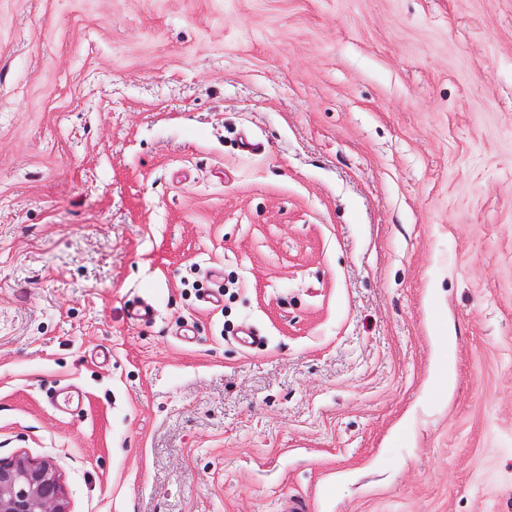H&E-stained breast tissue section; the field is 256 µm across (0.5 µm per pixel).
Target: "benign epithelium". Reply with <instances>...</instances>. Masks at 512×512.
<instances>
[{
  "label": "benign epithelium",
  "mask_w": 512,
  "mask_h": 512,
  "mask_svg": "<svg viewBox=\"0 0 512 512\" xmlns=\"http://www.w3.org/2000/svg\"><path fill=\"white\" fill-rule=\"evenodd\" d=\"M0 512H69L54 465L23 455L0 460Z\"/></svg>",
  "instance_id": "obj_1"
}]
</instances>
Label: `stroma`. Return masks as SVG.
<instances>
[{"instance_id":"stroma-1","label":"stroma","mask_w":512,"mask_h":512,"mask_svg":"<svg viewBox=\"0 0 512 512\" xmlns=\"http://www.w3.org/2000/svg\"><path fill=\"white\" fill-rule=\"evenodd\" d=\"M18 454L69 512H512V0H0Z\"/></svg>"}]
</instances>
